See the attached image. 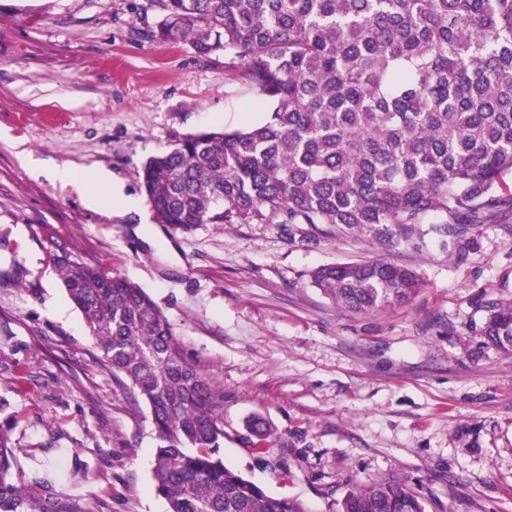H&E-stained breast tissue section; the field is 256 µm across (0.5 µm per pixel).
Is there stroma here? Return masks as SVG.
Listing matches in <instances>:
<instances>
[{"label": "stroma", "instance_id": "stroma-1", "mask_svg": "<svg viewBox=\"0 0 512 512\" xmlns=\"http://www.w3.org/2000/svg\"><path fill=\"white\" fill-rule=\"evenodd\" d=\"M151 0H0V424L25 481L81 512H166L146 404L114 376L59 279L60 256L142 288L223 400L221 454L269 495L337 512L390 480L426 512H512V355L469 324L483 295L512 300V215L477 247L382 248L330 224H155L141 186L185 135L268 118L224 57L151 37ZM105 169L140 209L55 180ZM383 257L421 282L407 304L347 311L313 270ZM272 428L252 445L246 421Z\"/></svg>", "mask_w": 512, "mask_h": 512}]
</instances>
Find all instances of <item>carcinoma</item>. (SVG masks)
I'll list each match as a JSON object with an SVG mask.
<instances>
[{"mask_svg": "<svg viewBox=\"0 0 512 512\" xmlns=\"http://www.w3.org/2000/svg\"><path fill=\"white\" fill-rule=\"evenodd\" d=\"M153 37L224 54L232 77L268 105L267 121L188 134L150 158L143 187L155 222L334 224L384 247L455 241L512 212V0H154ZM59 276L103 361L147 405L153 466L168 512H305L220 454L219 395L161 310L135 284L66 257ZM312 283L336 304L374 313L421 288L382 259L324 265ZM483 344L512 353V301L486 295ZM0 425V512H75L45 480L15 470ZM339 512H426L394 482L347 493Z\"/></svg>", "mask_w": 512, "mask_h": 512, "instance_id": "cac0c4a2", "label": "carcinoma"}]
</instances>
